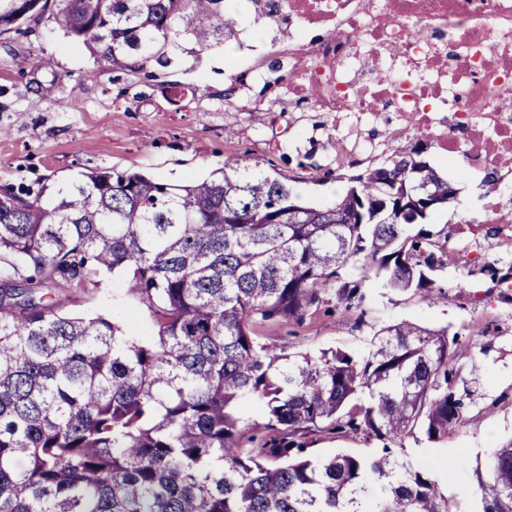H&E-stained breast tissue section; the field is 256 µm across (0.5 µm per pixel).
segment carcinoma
I'll list each match as a JSON object with an SVG mask.
<instances>
[{
    "label": "carcinoma",
    "instance_id": "obj_1",
    "mask_svg": "<svg viewBox=\"0 0 512 512\" xmlns=\"http://www.w3.org/2000/svg\"><path fill=\"white\" fill-rule=\"evenodd\" d=\"M272 0H0V32L50 12L105 68L168 63L191 41L227 42L237 17ZM135 58L134 66L128 60ZM224 170L186 185L105 170L0 206V512H451L440 461L394 452L443 442L467 422L469 371L458 335L402 321L361 357L336 348L288 354L259 325L301 324L326 304L362 310L363 285L412 291L428 307L454 299L435 272L459 262L432 216L456 190L415 149H396L317 204L300 201L275 165ZM427 183L442 204L416 218L387 206ZM364 223L348 224L352 208ZM122 270L157 334L54 311L39 290L98 286ZM493 287L512 264L481 266ZM248 398L263 422L241 426ZM360 438L384 455L316 459L321 440ZM475 512H512V441L475 471Z\"/></svg>",
    "mask_w": 512,
    "mask_h": 512
}]
</instances>
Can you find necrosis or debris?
<instances>
[{"mask_svg":"<svg viewBox=\"0 0 512 512\" xmlns=\"http://www.w3.org/2000/svg\"><path fill=\"white\" fill-rule=\"evenodd\" d=\"M257 22L299 107L356 128L393 109L394 137L512 179V0H278Z\"/></svg>","mask_w":512,"mask_h":512,"instance_id":"obj_1","label":"necrosis or debris"}]
</instances>
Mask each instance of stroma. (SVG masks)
Returning a JSON list of instances; mask_svg holds the SVG:
<instances>
[{
	"label": "stroma",
	"instance_id": "1",
	"mask_svg": "<svg viewBox=\"0 0 512 512\" xmlns=\"http://www.w3.org/2000/svg\"><path fill=\"white\" fill-rule=\"evenodd\" d=\"M23 57L41 59L22 72ZM224 50L186 46L168 66L100 69L82 44L66 36L51 17L30 18L21 31L0 33V189L55 187L98 169L137 170L181 184L219 172L224 156L237 153L247 164L273 161L303 198L326 201L340 183L326 178L332 145L346 133L343 114L333 112H246L228 95ZM466 184L447 209L436 213L435 228H449L468 249L458 265L436 272L435 280L454 289L453 303L423 305L410 291L381 282L365 283L364 317L320 314L299 327L264 324L262 342L284 352L313 354L345 348L361 354L383 326L409 319L458 334L456 362L479 365L475 406L467 423L447 441L407 442L416 460L445 461L461 456L465 468L438 475L442 491L473 487L474 471L490 452L512 440V302L480 274L481 262H512V251L492 248L486 235L470 236L467 225L487 220L490 193L512 199V183L489 190L482 173L449 172ZM125 273H103L98 287L55 288L58 311L87 317L114 316L125 331L155 333L148 311L130 294ZM496 402L493 412L482 407Z\"/></svg>",
	"mask_w": 512,
	"mask_h": 512
}]
</instances>
